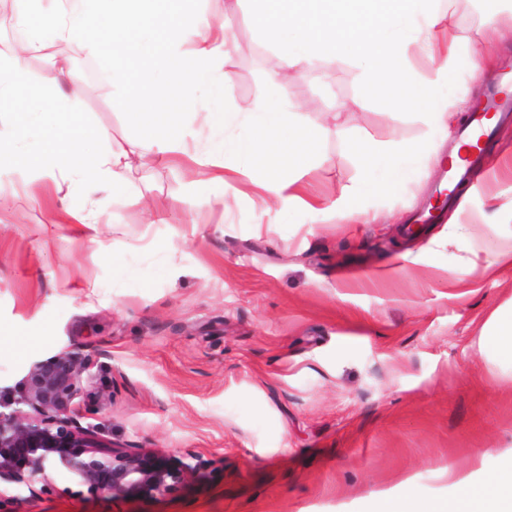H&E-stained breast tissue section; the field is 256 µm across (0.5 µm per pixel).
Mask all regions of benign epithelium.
<instances>
[{
	"label": "benign epithelium",
	"mask_w": 512,
	"mask_h": 512,
	"mask_svg": "<svg viewBox=\"0 0 512 512\" xmlns=\"http://www.w3.org/2000/svg\"><path fill=\"white\" fill-rule=\"evenodd\" d=\"M97 363L61 352L31 368L24 390L0 400V483L23 484L30 495L46 492L52 471L62 468L95 493L118 498L169 494L196 470L191 453L171 466L144 448H126L101 438L100 427L75 403Z\"/></svg>",
	"instance_id": "7a95c632"
}]
</instances>
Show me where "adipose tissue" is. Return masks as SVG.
<instances>
[{
	"label": "adipose tissue",
	"mask_w": 512,
	"mask_h": 512,
	"mask_svg": "<svg viewBox=\"0 0 512 512\" xmlns=\"http://www.w3.org/2000/svg\"><path fill=\"white\" fill-rule=\"evenodd\" d=\"M11 24L27 29L25 44L0 56V114L20 105L41 116L52 132L51 148L32 156L18 154L12 140H0V161L15 163L31 175L53 176L66 169L79 179L96 176L104 184L129 183L136 162L154 153L188 152L190 128L167 125L145 115L146 130L129 148L102 150L94 171L74 166L81 130L70 117L78 107L77 83L60 87L45 80L36 96L15 84L11 76L27 67L33 53L52 54L57 43L80 37L81 50L105 61L116 97L137 104L134 81L152 86L164 76L183 100L202 97L208 133L202 151L191 153L202 167L204 183H228L248 166L264 172L258 187L282 208L319 212L321 201L303 196L302 180L316 156L320 125L306 122L281 100L270 84L261 103L243 109L226 96L231 75L227 27L213 28L192 11L187 0H17ZM251 21L265 44L282 63L285 74L301 77L324 60L358 64L366 84L388 93L392 109L415 106L431 130L449 132L466 99L448 90V68L456 63L457 39L450 16L440 0H249ZM427 49L433 61L426 81H416L413 48ZM362 179L342 188L335 206L349 222L378 221V213L353 208L352 200L372 182L395 189L417 180L424 151L396 140L355 142ZM483 342L499 359L512 364V303L499 307L486 323ZM456 494L445 502L402 496L374 506L373 512H512V458L499 466L494 480L453 475Z\"/></svg>",
	"instance_id": "ef3b65f1"
}]
</instances>
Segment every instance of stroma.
I'll return each instance as SVG.
<instances>
[{
	"instance_id": "1",
	"label": "stroma",
	"mask_w": 512,
	"mask_h": 512,
	"mask_svg": "<svg viewBox=\"0 0 512 512\" xmlns=\"http://www.w3.org/2000/svg\"><path fill=\"white\" fill-rule=\"evenodd\" d=\"M224 4L193 8L212 26L230 23L227 96L248 108L279 61L248 0L230 16ZM440 5L460 45L451 92L477 104L512 80V0ZM476 55L491 60L478 79ZM68 65L84 88L73 115L84 162L127 148L141 125L103 61L91 77L78 59ZM280 96L327 129L303 179L325 213L265 203L255 172L187 207L198 169L172 154L154 155L132 183L90 190L0 167V399L21 390L34 362L75 352L98 365L77 401L108 438L199 460L165 496L99 498L61 473L37 498L13 487L0 512H368L403 495L450 498L449 471L512 452V364L479 344L512 299V268L489 265L512 237V123L489 139L459 207L411 234L456 138L430 132L413 107L389 111L347 61L289 79ZM341 107L359 133L437 155L419 183L363 198L383 223H341L332 210L360 176L332 118ZM69 207L94 212L95 225L73 223ZM452 224L465 225L463 239L448 241Z\"/></svg>"
}]
</instances>
